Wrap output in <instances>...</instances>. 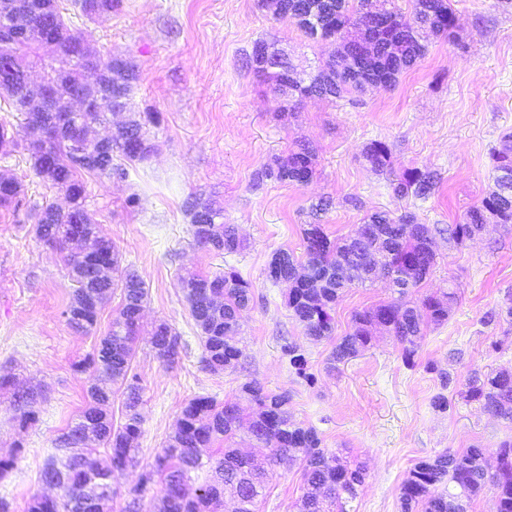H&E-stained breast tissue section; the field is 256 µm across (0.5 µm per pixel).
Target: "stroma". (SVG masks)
Segmentation results:
<instances>
[{
	"instance_id": "stroma-1",
	"label": "stroma",
	"mask_w": 512,
	"mask_h": 512,
	"mask_svg": "<svg viewBox=\"0 0 512 512\" xmlns=\"http://www.w3.org/2000/svg\"><path fill=\"white\" fill-rule=\"evenodd\" d=\"M458 41L431 37L425 56L395 86L367 90L360 100L302 99L281 114L266 84L247 60L256 41L278 42L294 64L317 67L334 50L303 34L290 16L274 17L259 0H119L112 13L90 20L73 0L60 7L72 33L87 35L101 54L114 53L139 74L126 112H155L147 125L154 145L144 160L127 164L126 177H87V208L100 234L111 239L123 265L138 272L147 300L133 368L142 387L138 464L114 474L113 510L135 496L139 475L174 434L183 405L199 396L235 401L242 385L288 392V410L314 428L326 452L367 470L351 512H401L400 487L415 463L445 451L481 446L488 466L512 440V423L493 417L464 393L473 373L512 372V324L497 313L512 298V225H488L465 244L443 229L494 188L490 153L512 132V0H452ZM382 140L395 171L437 174L428 199L400 198L388 173L372 169L363 147ZM315 154V175L305 185L261 178L264 167L297 145ZM0 176L21 182L26 201L66 206L64 191L35 175L27 151L0 153ZM213 201L244 242L240 253L215 256L193 243L189 195ZM137 205H129V197ZM332 204L323 212L314 206ZM412 212L417 223L440 227L437 261L412 292L419 299L440 288L456 294L448 320L427 325L405 362L393 336L375 333L357 357L328 369L331 341L309 339L286 306V285L265 278L280 249L303 252V228L323 225L343 237L367 214ZM234 271L253 286L243 311L239 365L220 373L202 369V340L184 298L181 280L191 274ZM75 285L59 251L37 241L24 211L0 208V374L14 378L0 388V458L15 465L0 477V497L12 512H26L33 496H57L40 479L54 440L85 404L90 373L75 363L89 356L108 332L122 297L113 291L95 333L66 323ZM394 296L384 279L347 289L336 304L337 334L355 311ZM181 338L174 364H162L150 346L155 324ZM298 345L307 359L299 377L284 351ZM451 384L442 387V375ZM40 389L39 417L19 427L17 392ZM450 410L431 405L439 392ZM303 493L298 466L270 475L260 512H297Z\"/></svg>"
}]
</instances>
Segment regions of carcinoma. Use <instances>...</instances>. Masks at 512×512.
I'll use <instances>...</instances> for the list:
<instances>
[{
  "label": "carcinoma",
  "mask_w": 512,
  "mask_h": 512,
  "mask_svg": "<svg viewBox=\"0 0 512 512\" xmlns=\"http://www.w3.org/2000/svg\"><path fill=\"white\" fill-rule=\"evenodd\" d=\"M337 17L319 16L313 23L299 27L315 43L322 42L319 30L330 28L334 38H349V27L355 25L367 7L366 0H335ZM34 0H0V20L23 11ZM389 26L384 34L399 43L397 52L386 51L384 39L378 38L366 50L373 64L355 71L346 68L336 75L333 88L320 81L322 68L309 74V90L325 99L359 95L373 84L388 87L398 76L414 67L423 58L426 46L422 35L430 32L453 40L455 14L451 0H412V9L405 13L397 6L388 11ZM32 34L6 45L20 66L34 62L42 68V80L55 88L54 112H30L33 97L41 88H24L0 82V95L13 111L23 114L22 132L27 141L31 167L40 178L63 189L68 207L46 205L32 209L35 238L65 253L70 274L77 283L71 303L64 311L67 325L88 334L98 325L100 313L87 308V296L101 300L119 288L122 304L112 319L106 336L100 339L94 353L75 364V370L92 371L95 382L87 389L84 408L77 420L55 440V448L67 452L62 467L50 461L43 467L44 482L57 481L66 487L61 497H32L28 512H112V474L136 463V440L140 435L141 402L139 378L132 373L135 341L147 291L142 279L121 266L119 253L112 242L103 238L98 253L86 252L88 237H98V225L87 209V186L84 174L112 176L125 170L112 167L113 154L132 162L142 160L152 145L144 143L141 151L129 149L121 141L112 142L110 152H101L74 135L73 126L90 127L105 120V114L128 98L130 87H107V103L94 112H80L71 117L64 112L70 96L84 90L83 50L87 39L69 33L61 12L31 27ZM364 160L374 169L390 166L391 151L382 141H373L363 150ZM495 190L471 206L461 220L452 225L456 244H463L488 221V215L512 212V133L501 137L493 149ZM315 174L314 154L306 146L291 150L284 159L261 172V176L279 182L303 185ZM436 175L416 168L406 169L394 184L399 197L413 196L425 200L435 191ZM22 185L15 179L0 178V207L19 204ZM191 215L195 244L217 254H232L242 248L235 227L219 221L221 210L197 196L185 202ZM423 225L405 214L393 217L374 212L364 223L343 238H330L320 224L303 229V255L288 250L275 252L279 277L290 278L296 268L307 266L314 285L303 284L288 289L286 304L293 319L304 333L315 339H330L335 330L333 306L345 289L364 283L370 276L358 273L352 277L336 276L342 264H351L370 238L379 231L386 235L379 258L396 280L406 285L398 291L403 296L417 288L436 264V253L421 240ZM184 298L200 330L203 343L201 364L214 371L215 363L234 368L242 356L237 336L240 315L253 298L252 285L235 272L215 275L191 274L181 280ZM452 294H429L420 299L419 312L399 299L381 302L355 313L350 331L334 344L329 361L331 368L355 357L366 347L374 331L382 326L403 346V357L411 362L415 338L428 321L440 325L448 320L451 309L443 307ZM180 336L165 323L151 330V347L164 364L178 358ZM124 396L123 422L101 424L97 416L112 395V387ZM242 397L255 405V411L244 418L236 401L222 404L209 396L190 399L182 408L178 431L180 440L167 444L157 455L152 467L140 477L137 494L155 482L162 484L163 496L158 512H220L224 496L237 497L243 504L241 512H259L270 470L284 459L297 461L303 471L305 492L299 512H348L347 504L356 498L358 487L365 480V469L351 468L321 448L322 440L312 427L295 422L289 411L286 393H270L256 383L241 388ZM464 398L479 403L487 413L512 423V373L498 372L481 378L473 376ZM39 399L34 394L23 398L15 419L22 428L38 416ZM246 427L250 441L268 448L269 453L257 457L232 447L238 430ZM222 440L228 448L215 454L212 445ZM108 451V462L97 458L98 448ZM209 466L211 477L189 499L185 486L191 473ZM497 494L498 512H512V441L501 444L495 471L487 469L482 450L473 446L461 452L446 451L428 461H421L410 470L400 487L402 512H469L470 505L485 487Z\"/></svg>",
  "instance_id": "carcinoma-1"
}]
</instances>
